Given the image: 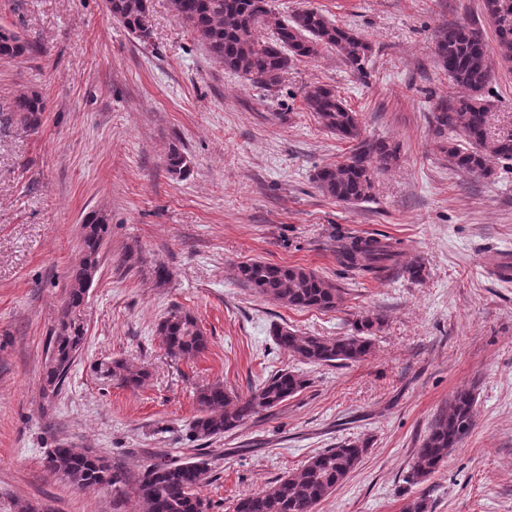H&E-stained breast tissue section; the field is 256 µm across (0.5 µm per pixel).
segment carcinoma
Listing matches in <instances>:
<instances>
[{
	"label": "carcinoma",
	"mask_w": 512,
	"mask_h": 512,
	"mask_svg": "<svg viewBox=\"0 0 512 512\" xmlns=\"http://www.w3.org/2000/svg\"><path fill=\"white\" fill-rule=\"evenodd\" d=\"M109 14L141 43L151 35L146 0H108ZM494 27L501 62L512 67V0H483ZM170 7L209 56L224 69L252 85L270 91L276 88L292 61L311 57L321 49L336 52L344 63L361 71L371 52L370 44L352 30L337 25L323 13L305 9L291 19L277 17L269 0H170ZM36 51L17 33L0 29V59H13ZM436 55L454 85L465 94L438 106L434 118L439 149L454 167L488 176L494 158L512 159V132L493 134L488 125V107L481 99L491 75L482 32L463 23L449 28L436 43ZM308 111L328 131L342 139L360 136L357 113L327 85H313L304 94ZM46 111L43 97L32 92L19 96L12 108L28 127L40 125ZM460 131L468 146L445 139L446 132ZM398 148L385 139L362 141L346 160L319 168L313 180L318 189L339 202L354 204L370 196L375 173L397 161ZM168 174L185 178L190 174L187 156L172 146L165 161ZM78 263L72 269L67 296L52 336L50 357L45 364L44 387L56 389L65 379L81 351L86 329L82 318L87 288L85 275L99 267L102 245L110 233L105 217L89 215L82 224ZM399 252L387 238L343 237L337 240L336 259L344 268L376 276L397 264ZM236 279L258 295L295 310L334 311L343 301L342 291L312 269L255 260L234 269ZM384 316L355 321L352 332L328 338L307 335L288 327H277L275 343L300 360L312 364L349 365L371 352L370 330ZM168 353L174 358L198 356L208 349V337L188 312L175 309L156 328ZM108 376L125 387L137 389L148 371L114 361ZM307 387L303 375L282 370L266 378L242 397L224 390L217 382L197 392L199 416L192 422L194 440L218 437L239 427L262 410H270ZM476 398L470 388L458 389L448 407L430 426L414 455L410 478L419 484L428 480L448 453L459 447L474 427ZM367 443L350 442L327 448L310 457L299 471L283 476L269 489L241 499L236 512H316V507L358 466ZM45 469L77 488H117L126 483V468L94 451L59 444L45 455ZM210 472L207 460L194 456L184 461L160 459L143 467L136 481L140 512H207L195 489Z\"/></svg>",
	"instance_id": "cac0c4a2"
}]
</instances>
